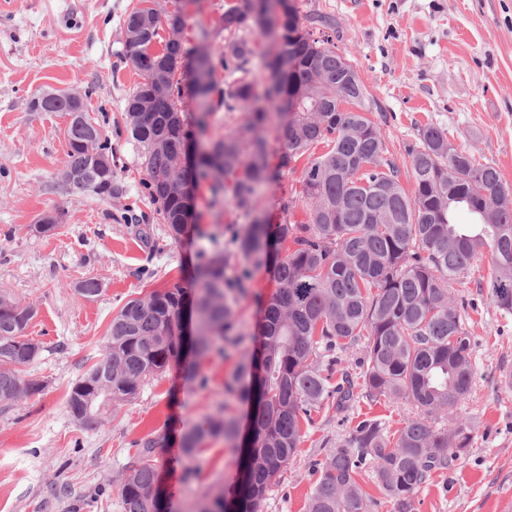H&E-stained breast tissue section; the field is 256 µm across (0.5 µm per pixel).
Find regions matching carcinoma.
<instances>
[{"instance_id":"cac0c4a2","label":"carcinoma","mask_w":512,"mask_h":512,"mask_svg":"<svg viewBox=\"0 0 512 512\" xmlns=\"http://www.w3.org/2000/svg\"><path fill=\"white\" fill-rule=\"evenodd\" d=\"M260 20L240 0L224 4L215 28L201 29L187 48L179 8H134L124 22V58L142 81L127 96L124 124L146 178L142 193L156 206L167 235L178 240L192 213L177 178L193 186L209 183L210 205L230 203L243 224H226L213 234L216 247L189 282L142 292L112 317L102 357L72 386L67 412L93 428L112 406L136 398L145 381L190 353L240 361L224 381V404L180 440L192 460L207 441H224L237 454L239 479L225 490L205 492L190 512H262L268 493L294 458L302 425L336 397L342 410L357 399L407 400L418 416L400 420L393 433L374 417L359 422L329 453L308 502V512H371L374 498L360 482L370 470L375 490L391 512H412L416 494L434 474L448 469L471 446L465 422L436 429L426 417L464 401L473 383L471 337L464 305L448 286L471 262L489 252L488 297L512 312V208L498 170L464 148L448 147L436 126L420 130L410 152L415 189L406 193L397 168L384 160L383 140L366 107L365 90L341 84L344 58L328 35L314 37L299 22L295 0H255ZM166 33H161V30ZM258 31L272 43L257 53L246 35ZM233 40L223 51L224 86L213 77V41ZM259 57L270 80L263 93L250 77ZM197 61L202 83L190 94L195 125L206 130L216 112H245L235 132L213 136L198 152L190 172H177L191 132L185 127L184 92L176 78L184 60ZM72 94L40 93L32 112L77 110ZM294 108L279 135L280 172L294 171L301 158L303 193L310 202L303 221L268 224L259 218L261 190L272 178L269 141L262 129L281 103ZM345 103L353 112H339ZM67 160L60 188L66 193L110 199L121 194L112 170L111 139L100 124L72 120L66 130ZM323 152H316L317 147ZM465 209L468 224L455 222ZM266 266L276 289L255 331L239 316L249 295V276L240 262ZM78 292L94 298L103 284L89 277ZM194 335H182L185 313ZM34 309L0 293V404L38 394L42 384L25 381L20 367L34 360L38 344L25 336ZM364 342L356 378L330 391L321 360L336 349ZM96 396L90 414L82 406ZM247 403V426L226 414L227 403ZM153 438L138 443L124 467L123 512H165Z\"/></svg>"}]
</instances>
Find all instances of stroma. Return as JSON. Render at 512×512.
I'll use <instances>...</instances> for the list:
<instances>
[{"label":"stroma","mask_w":512,"mask_h":512,"mask_svg":"<svg viewBox=\"0 0 512 512\" xmlns=\"http://www.w3.org/2000/svg\"><path fill=\"white\" fill-rule=\"evenodd\" d=\"M139 0H0V289L37 310L25 334L41 346L22 368L26 380L44 382L40 394L0 411V512H123V467L138 441L161 437V487L171 512H184L216 479L232 487L236 455L208 442L194 462L179 454L183 429L224 399L234 359L186 356L148 380L132 401L117 406L95 429L66 412L73 384L96 362L113 316L129 299L188 280L203 259L206 233L235 221L211 207L206 186L195 194L193 220L170 240L155 209L141 194L145 177L123 122L125 99L139 76L121 58L123 21ZM195 45L200 27H215L225 0H177ZM300 22H330L336 49L353 64L366 104L381 132L384 157L413 191L410 151L426 125L451 143L493 164L512 188V0H298ZM44 90L82 97L86 110L112 141V168L123 193L112 200L68 194L58 187L68 151L66 118L33 112L28 103ZM294 201V220L308 203L301 173L263 189L261 215L284 221L281 202ZM59 216L53 234L36 232L46 214ZM491 257L473 262L449 287L464 302L472 338L473 386L458 408L436 412L431 423L467 421L474 439L448 470L417 494L412 512H504L512 500V313L488 298ZM243 322L257 327L274 290L266 268H251ZM93 277L104 291L88 299L77 290ZM406 403L354 402L337 413L335 402L312 412L296 457L272 486L263 512H306L329 448L364 418L396 430ZM194 465L198 476L184 483Z\"/></svg>","instance_id":"1"}]
</instances>
